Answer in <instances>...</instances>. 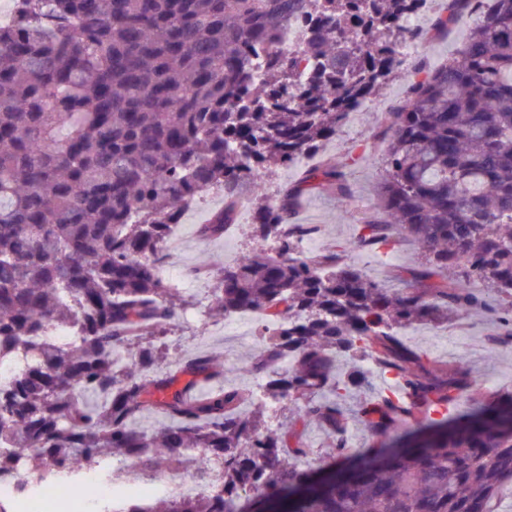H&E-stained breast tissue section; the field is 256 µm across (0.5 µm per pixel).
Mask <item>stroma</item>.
<instances>
[{
    "label": "stroma",
    "instance_id": "stroma-1",
    "mask_svg": "<svg viewBox=\"0 0 512 512\" xmlns=\"http://www.w3.org/2000/svg\"><path fill=\"white\" fill-rule=\"evenodd\" d=\"M441 10V5L436 4L420 16V26L426 38L418 58L431 68L445 63L455 55L473 25L472 13L466 10L457 16L448 34H435L432 23ZM405 96L404 79L394 80L381 94L378 111L360 113L354 124L344 127L336 140L325 146L326 156L347 161L346 176L352 196L340 202L313 192L302 199L296 220L301 224L320 225L321 246L350 241L356 233L358 213L376 205L375 188L384 175V144L381 140L384 114L403 101ZM245 232V226H233L224 237L206 242L198 237L196 225H183L181 237L171 251L169 264L181 275L187 268L222 259L225 251L241 252L246 247ZM348 259L394 286L398 285L403 271L420 263L417 252L407 243L386 251L381 260L377 259L375 252L363 250L351 251ZM198 284L200 289L193 295L197 302L195 311L198 318L194 323L183 324L167 336L170 355L189 356L205 352L221 357L229 352L240 362L253 357L259 348L258 342L239 339L238 329L226 327L224 321L210 319L203 306L209 281L202 278ZM485 336V318L473 316L445 326L412 327L405 339L415 348L441 360L466 357L483 398L495 401L512 393V346L503 348L489 344Z\"/></svg>",
    "mask_w": 512,
    "mask_h": 512
}]
</instances>
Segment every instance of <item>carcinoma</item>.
Segmentation results:
<instances>
[{"mask_svg":"<svg viewBox=\"0 0 512 512\" xmlns=\"http://www.w3.org/2000/svg\"><path fill=\"white\" fill-rule=\"evenodd\" d=\"M16 2L0 23V361L29 362L0 386V475L21 467L80 498L78 473L106 459L151 481L202 448L192 476L222 494L120 512H499L512 397L485 401L464 359L438 360L402 331L485 313L487 340H512V0H491L432 71L398 60L421 0ZM297 16L302 53L271 57ZM402 73L410 98L385 121L376 207L353 240L295 254L320 231L295 223L302 194L350 196L348 163L300 160ZM292 168L300 180L268 204L267 179ZM210 189L223 202L198 226L204 241L255 193L257 244L190 273L213 280L210 313L276 325L234 368L262 375L259 393L226 382L195 396L229 367L157 345L189 305L159 274L170 227ZM401 241L423 257L402 288L345 260ZM58 325L75 338L58 344ZM367 360L389 387L358 418L388 444L357 454L342 402L369 385ZM279 402L294 412L271 424ZM152 414L163 421L143 426ZM311 423L329 438L316 470L301 463Z\"/></svg>","mask_w":512,"mask_h":512,"instance_id":"carcinoma-1","label":"carcinoma"}]
</instances>
